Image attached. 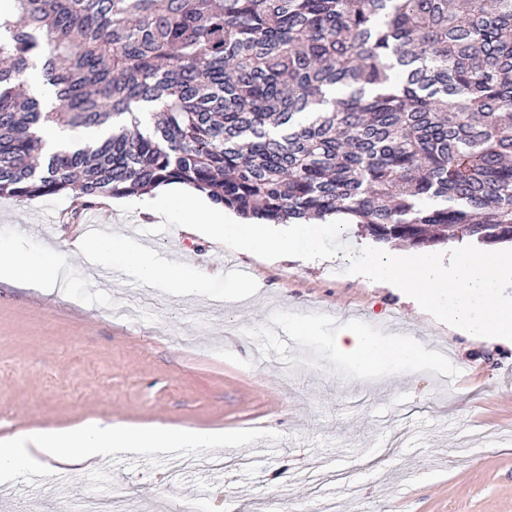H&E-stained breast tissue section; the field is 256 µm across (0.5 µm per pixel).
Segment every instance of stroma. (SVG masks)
<instances>
[{"label": "stroma", "instance_id": "obj_1", "mask_svg": "<svg viewBox=\"0 0 512 512\" xmlns=\"http://www.w3.org/2000/svg\"><path fill=\"white\" fill-rule=\"evenodd\" d=\"M95 222L207 274L181 295L108 258L69 260L51 294L0 282V440L33 431L156 425L223 435L209 448H140L71 464L36 454L0 478V512H63L51 490L100 471L126 512H512V346L435 322L400 290L318 264L265 260L141 211L71 192L0 198V241L39 254L45 231ZM345 320L436 350L439 366L359 379L332 338ZM311 333L292 335L294 323ZM455 374L460 386L444 381Z\"/></svg>", "mask_w": 512, "mask_h": 512}]
</instances>
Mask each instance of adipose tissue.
Wrapping results in <instances>:
<instances>
[{
    "label": "adipose tissue",
    "mask_w": 512,
    "mask_h": 512,
    "mask_svg": "<svg viewBox=\"0 0 512 512\" xmlns=\"http://www.w3.org/2000/svg\"><path fill=\"white\" fill-rule=\"evenodd\" d=\"M85 252L111 256L114 262L132 268L141 278L165 280L180 293H197L206 286L196 274L176 264L160 263L151 250L132 246L119 237L79 238L44 249L41 258L35 262L22 259L14 249L0 244V281L42 290L63 287L70 254ZM333 345L338 357L356 365L365 375L412 371L439 359L437 352L418 343L379 337L352 321L337 327ZM210 444L207 435L169 427L113 425L104 428L96 423H86L74 429L46 431L28 441L18 440L1 447L0 473L19 471L35 449L46 455L88 460L108 456L123 448L207 447Z\"/></svg>",
    "instance_id": "obj_1"
}]
</instances>
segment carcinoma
I'll list each match as a JSON object with an SVG mask.
<instances>
[{
	"label": "carcinoma",
	"instance_id": "1",
	"mask_svg": "<svg viewBox=\"0 0 512 512\" xmlns=\"http://www.w3.org/2000/svg\"><path fill=\"white\" fill-rule=\"evenodd\" d=\"M50 125L110 133L46 155ZM170 182L248 223L512 242V0H0V198Z\"/></svg>",
	"mask_w": 512,
	"mask_h": 512
}]
</instances>
